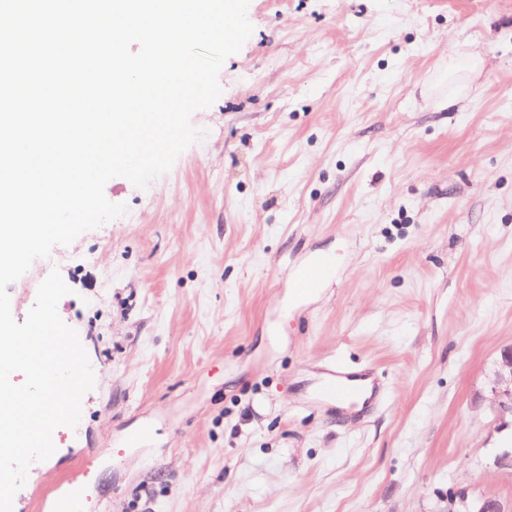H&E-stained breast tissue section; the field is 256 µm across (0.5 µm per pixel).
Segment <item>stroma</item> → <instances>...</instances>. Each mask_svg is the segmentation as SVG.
I'll list each match as a JSON object with an SVG mask.
<instances>
[{
  "label": "stroma",
  "instance_id": "1",
  "mask_svg": "<svg viewBox=\"0 0 512 512\" xmlns=\"http://www.w3.org/2000/svg\"><path fill=\"white\" fill-rule=\"evenodd\" d=\"M205 131L125 215L50 256L94 373L13 512H512V0H249ZM337 259L317 293L291 285ZM39 263L8 288L24 321ZM373 368L356 427L318 363ZM142 447L128 439L143 424ZM493 392L501 409L512 415V348L504 350L501 355ZM448 512H506L497 498L484 497L477 502L469 500L465 492H452L448 495Z\"/></svg>",
  "mask_w": 512,
  "mask_h": 512
}]
</instances>
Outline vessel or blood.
I'll return each instance as SVG.
<instances>
[{
    "label": "vessel or blood",
    "instance_id": "obj_1",
    "mask_svg": "<svg viewBox=\"0 0 512 512\" xmlns=\"http://www.w3.org/2000/svg\"><path fill=\"white\" fill-rule=\"evenodd\" d=\"M331 275L329 262L313 259L299 271L293 290L300 295L317 292ZM312 394L316 400L344 413L362 404H379L384 400V391L372 369L355 371L333 362L318 367Z\"/></svg>",
    "mask_w": 512,
    "mask_h": 512
}]
</instances>
